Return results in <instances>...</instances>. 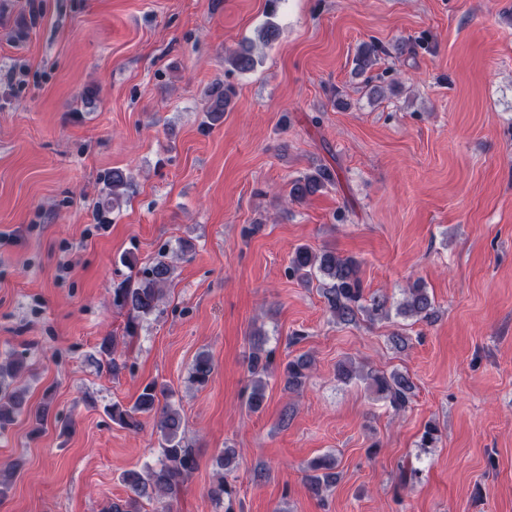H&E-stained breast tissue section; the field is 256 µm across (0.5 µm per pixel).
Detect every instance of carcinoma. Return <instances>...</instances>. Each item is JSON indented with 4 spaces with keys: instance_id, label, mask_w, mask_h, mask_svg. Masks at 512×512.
I'll use <instances>...</instances> for the list:
<instances>
[{
    "instance_id": "carcinoma-1",
    "label": "carcinoma",
    "mask_w": 512,
    "mask_h": 512,
    "mask_svg": "<svg viewBox=\"0 0 512 512\" xmlns=\"http://www.w3.org/2000/svg\"><path fill=\"white\" fill-rule=\"evenodd\" d=\"M379 51V46L375 44L363 46L357 57V70L363 73L371 68L377 62ZM224 62L240 73L254 70L257 59L253 45L248 43L225 49ZM207 97L206 112L215 122L221 120L224 113L232 110L235 90L230 85L215 82L209 88ZM107 181L110 187L108 203L115 207L124 197L128 176L123 171L114 169L108 173ZM335 183V170L320 165L291 181L289 198L294 202H302ZM317 273L328 279L326 287L323 288V297L328 312L336 321L349 324L356 322L361 315L372 320L389 315L387 298H365L360 278V262L356 258L342 257L330 250L314 252L306 246L296 248L289 260V276L310 279ZM170 274L171 267L165 261L159 260L144 267L136 280H128L112 289V304L127 312V336L134 335L140 320L156 313ZM432 309V300L421 284L415 283L403 289V300L398 306L399 314L427 318ZM262 344L263 340L257 339L255 351L249 362L251 383L247 389L245 405L252 413L264 407L267 377L275 369L274 351L264 349ZM117 347L118 340L115 336H104L99 344L100 354L110 357L109 365L114 371L120 369L114 358ZM22 368L21 356L8 357L0 362L1 431L14 424L25 411V392L10 391L4 385L5 378L15 376ZM311 369L312 363L304 355L283 364L281 373L285 387L296 389L303 386L310 377ZM212 372L211 357L205 352H200L192 364L189 380L202 387L208 383ZM363 379L369 381V386L396 412L405 410L411 402L414 385L402 372H370L363 376ZM164 397V387L149 383L142 388L131 407L114 404L110 408L112 421L133 431L141 428L139 416L156 417L161 461L155 468L124 471L121 474V481L130 491V496L122 504H108L103 508V512H140L139 500L142 498L156 500L161 504V512H172V501L177 492L198 468L194 450L185 445L181 437L183 418L177 409L168 404H161ZM237 459L238 452L234 448L224 449L216 458L217 471L208 488V494L212 499H233L235 488L227 480L226 474L237 467ZM307 471L309 490L317 497L335 485L339 477L336 472V458L328 454L309 461Z\"/></svg>"
}]
</instances>
